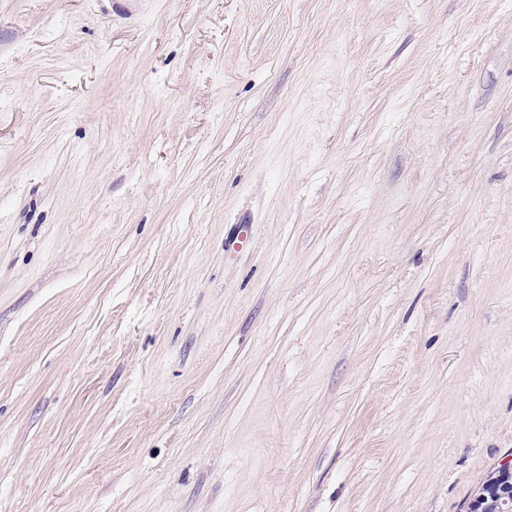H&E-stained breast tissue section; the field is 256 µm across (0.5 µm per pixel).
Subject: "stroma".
Here are the masks:
<instances>
[{"mask_svg":"<svg viewBox=\"0 0 512 512\" xmlns=\"http://www.w3.org/2000/svg\"><path fill=\"white\" fill-rule=\"evenodd\" d=\"M512 454V0H0V512H466Z\"/></svg>","mask_w":512,"mask_h":512,"instance_id":"obj_1","label":"stroma"}]
</instances>
